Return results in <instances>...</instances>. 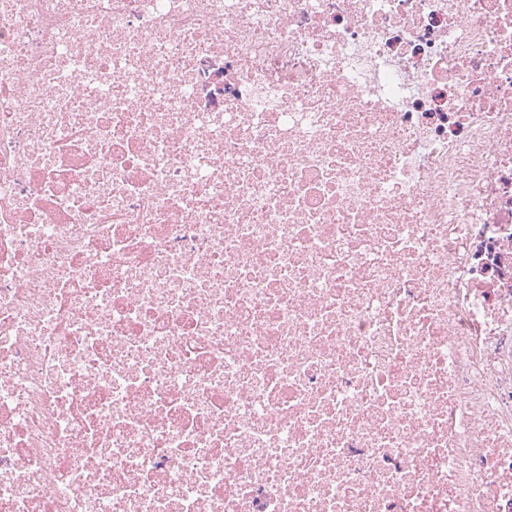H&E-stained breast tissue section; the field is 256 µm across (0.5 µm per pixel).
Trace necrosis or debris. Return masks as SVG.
I'll return each instance as SVG.
<instances>
[{"label": "necrosis or debris", "instance_id": "4bbe7bcc", "mask_svg": "<svg viewBox=\"0 0 512 512\" xmlns=\"http://www.w3.org/2000/svg\"><path fill=\"white\" fill-rule=\"evenodd\" d=\"M0 512H512V0H0Z\"/></svg>", "mask_w": 512, "mask_h": 512}]
</instances>
